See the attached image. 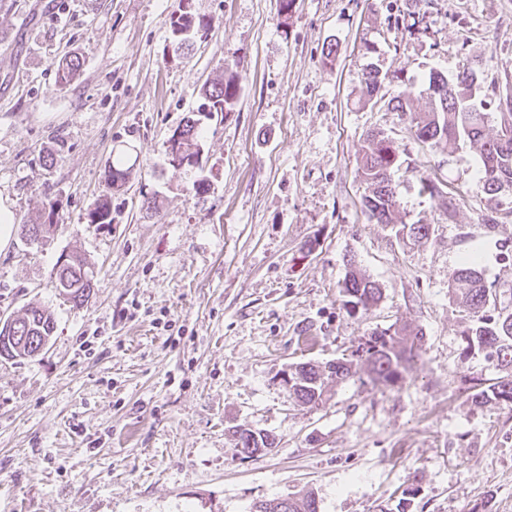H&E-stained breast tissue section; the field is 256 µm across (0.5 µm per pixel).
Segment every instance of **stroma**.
Here are the masks:
<instances>
[{"label": "stroma", "mask_w": 512, "mask_h": 512, "mask_svg": "<svg viewBox=\"0 0 512 512\" xmlns=\"http://www.w3.org/2000/svg\"><path fill=\"white\" fill-rule=\"evenodd\" d=\"M181 6L0 0V203L15 222L51 210L58 225L0 252V314L35 303L57 322L37 358L0 359V512H249L307 492L319 512H512V404L462 392L499 372L464 352L476 319L448 294L475 250L512 309V214L485 223L475 148L419 145L361 85L375 68L382 95L411 92L424 110L430 72L471 61L512 92V0H296L285 21L277 0H190L211 28L180 49ZM74 53L82 73L61 85ZM227 69L241 78L235 112L204 120L199 173L172 168V130ZM373 130L404 160L391 226L362 207L356 159ZM125 149L136 172L109 191ZM424 169L457 190L453 213L419 195ZM152 193L155 217L141 208ZM106 194L111 223H90ZM72 252L98 271L78 308L50 281ZM351 258L382 289L363 313L340 292ZM395 323L424 333L399 387L332 381L310 407L282 382L290 364L336 361ZM239 425L276 448L241 460Z\"/></svg>", "instance_id": "stroma-1"}]
</instances>
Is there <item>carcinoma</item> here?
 Wrapping results in <instances>:
<instances>
[{
  "instance_id": "cac0c4a2",
  "label": "carcinoma",
  "mask_w": 512,
  "mask_h": 512,
  "mask_svg": "<svg viewBox=\"0 0 512 512\" xmlns=\"http://www.w3.org/2000/svg\"><path fill=\"white\" fill-rule=\"evenodd\" d=\"M211 22L194 14L189 4H184L170 19V30L177 47L181 48L196 38L206 36ZM82 58L76 54L64 57L58 65V75L63 85L73 82L80 74ZM485 82L480 69L471 62L459 67L452 84L453 93L448 95L437 91L440 84H448V77L441 72L430 73L427 95L429 109L421 112L414 108L411 93L404 91L387 102V109L405 112L409 115V132L421 144H433L454 149L462 143L475 147L480 156V172L484 188L489 195L492 209L499 207L498 196L504 187H512V96L498 99L499 129L494 137L486 135L487 117L484 107L475 103V92ZM362 85L366 96L372 98L380 89L378 72L369 69L362 73ZM239 76L236 73L224 75L203 89L204 102L198 112L209 116L227 115L235 111L239 102ZM196 112V113H198ZM189 112L183 117L180 127L182 136L168 139V152L179 151L202 140L200 119ZM401 165V153L394 141L377 132L368 135L367 144L357 159V173L369 186V194L363 198V207L369 219L375 224H391L399 200L391 179V172ZM136 163L128 164L118 156L106 170V182L111 190H120L134 174ZM420 192L438 199L449 212L455 206L454 195L442 191L432 177L424 170L419 174ZM94 224H110V204L104 197L91 212ZM349 270L344 279L342 293L344 305L350 312H365L381 299L379 285L371 280L354 264L348 261ZM91 264L77 253L70 254L67 273H51L56 287L68 300L78 306L86 300L83 271ZM448 286L457 302L478 315L471 334L465 338L466 349H479L496 362L503 373L498 381L483 387L476 382L467 388L469 397L480 406L489 397L505 403H512V312L503 307L490 312L491 303L497 302L485 283L479 264V256L469 253L448 275ZM14 344L8 358L28 356L46 340H51L56 322L45 309L31 305L16 319ZM423 332L414 331L410 326L391 325L373 330L349 357L328 363L323 367L304 363L308 370L303 383L293 392L296 400L304 405L316 406L326 400V386L330 380L347 381L359 374L360 367L367 366L368 380H360L375 388L394 387L401 383L416 363L422 351ZM288 506L278 512H317L315 500L308 492L300 497H288Z\"/></svg>"
}]
</instances>
